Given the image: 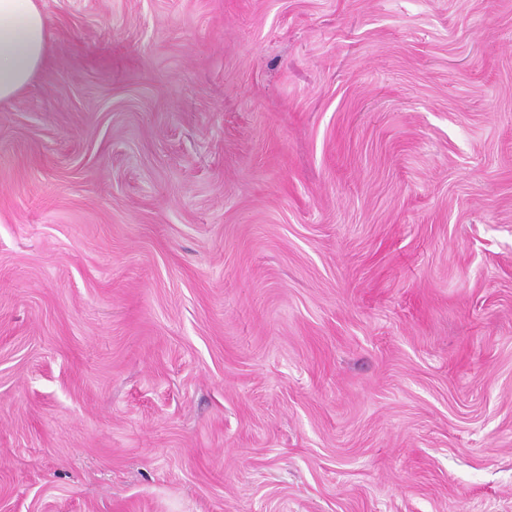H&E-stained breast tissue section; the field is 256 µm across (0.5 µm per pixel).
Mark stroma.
I'll return each mask as SVG.
<instances>
[{"label": "stroma", "mask_w": 512, "mask_h": 512, "mask_svg": "<svg viewBox=\"0 0 512 512\" xmlns=\"http://www.w3.org/2000/svg\"><path fill=\"white\" fill-rule=\"evenodd\" d=\"M42 6L0 512H512V0Z\"/></svg>", "instance_id": "stroma-1"}]
</instances>
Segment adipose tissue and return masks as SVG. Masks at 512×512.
<instances>
[{
	"mask_svg": "<svg viewBox=\"0 0 512 512\" xmlns=\"http://www.w3.org/2000/svg\"><path fill=\"white\" fill-rule=\"evenodd\" d=\"M49 50L41 0H0V106L15 101Z\"/></svg>",
	"mask_w": 512,
	"mask_h": 512,
	"instance_id": "obj_1",
	"label": "adipose tissue"
}]
</instances>
